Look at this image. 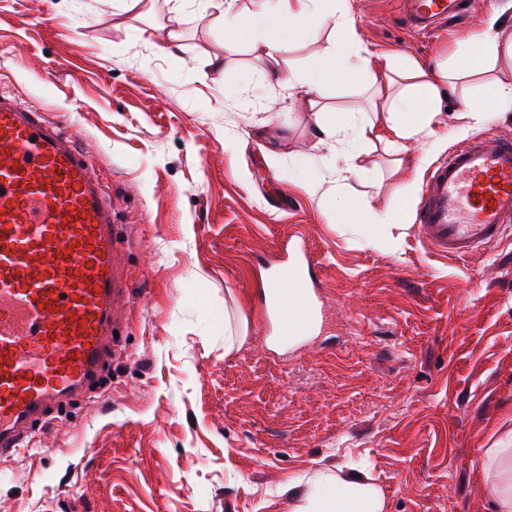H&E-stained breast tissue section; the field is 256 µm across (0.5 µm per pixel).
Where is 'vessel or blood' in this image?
I'll return each instance as SVG.
<instances>
[{"instance_id":"vessel-or-blood-1","label":"vessel or blood","mask_w":512,"mask_h":512,"mask_svg":"<svg viewBox=\"0 0 512 512\" xmlns=\"http://www.w3.org/2000/svg\"><path fill=\"white\" fill-rule=\"evenodd\" d=\"M463 0H409L412 21H447ZM512 222V141L455 146L433 169L417 223L435 252L463 258ZM126 227L91 156L42 112L0 93V456L35 425L98 397L112 364Z\"/></svg>"}]
</instances>
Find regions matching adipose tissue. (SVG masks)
<instances>
[{"label": "adipose tissue", "instance_id": "ef3b65f1", "mask_svg": "<svg viewBox=\"0 0 512 512\" xmlns=\"http://www.w3.org/2000/svg\"><path fill=\"white\" fill-rule=\"evenodd\" d=\"M201 4L203 11L223 16L230 43L243 40L250 31H261L257 45L272 60L283 48V30H304L309 18L316 14L332 20L336 42L309 66L305 76L309 90L354 84L367 78L385 92L382 125L342 112L333 123L317 127L321 141L344 144L345 169L353 174L364 175L362 147L375 139H384L398 153L404 150L407 140L424 136L421 156L429 158L442 141L435 130L442 91L463 100L464 118L476 123L497 112H512V84L489 86L478 103L468 101L467 79L500 54L512 57V45L504 48L496 40L499 12L486 16L482 33L459 44L454 66L435 77L417 63L363 46L347 0H255L254 8L246 12L234 11L231 0H201ZM277 292L288 317L286 335L292 339L310 335L316 321L307 314L305 292L287 282L279 284ZM482 465L491 512H512V437L499 439L497 447L485 449ZM288 498L293 504L292 512H386L381 489L355 474L314 471L308 479L289 480Z\"/></svg>", "mask_w": 512, "mask_h": 512}]
</instances>
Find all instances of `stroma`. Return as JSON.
I'll use <instances>...</instances> for the list:
<instances>
[{"instance_id":"35a3bbf8","label":"stroma","mask_w":512,"mask_h":512,"mask_svg":"<svg viewBox=\"0 0 512 512\" xmlns=\"http://www.w3.org/2000/svg\"><path fill=\"white\" fill-rule=\"evenodd\" d=\"M475 2L431 31L406 24L405 0L348 6L368 48L436 72L492 11L512 42V0ZM335 38L314 17L272 76L191 0H0V91L79 135L127 226L133 293L101 401L0 458V512H291L286 484L315 464L361 471L387 512H489L480 458L512 429V228L465 258L434 253L416 222L418 141L399 168L379 141L367 178L336 168L302 107ZM322 101L375 110L358 85ZM442 106L437 156L512 137V112L462 134L456 98ZM400 206L397 251L362 239L372 212ZM299 238L321 327L279 346L263 290Z\"/></svg>"}]
</instances>
